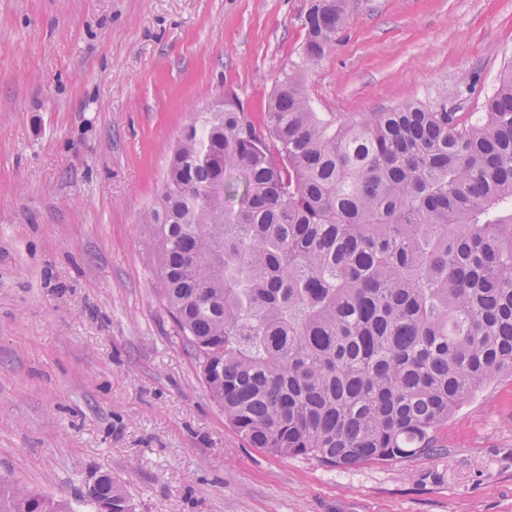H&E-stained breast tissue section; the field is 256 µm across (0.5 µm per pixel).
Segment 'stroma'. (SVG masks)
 Listing matches in <instances>:
<instances>
[{
	"label": "stroma",
	"mask_w": 512,
	"mask_h": 512,
	"mask_svg": "<svg viewBox=\"0 0 512 512\" xmlns=\"http://www.w3.org/2000/svg\"><path fill=\"white\" fill-rule=\"evenodd\" d=\"M310 0H0V476L133 512H512V376L449 416L438 453L326 466L225 421L156 288L139 222L194 113L262 121ZM512 63V0H350L305 76L319 112L440 90L482 111ZM86 501L92 512H131L130 501L110 475H100L89 486Z\"/></svg>",
	"instance_id": "1"
}]
</instances>
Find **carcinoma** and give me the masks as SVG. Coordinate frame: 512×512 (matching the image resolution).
I'll return each mask as SVG.
<instances>
[{"mask_svg": "<svg viewBox=\"0 0 512 512\" xmlns=\"http://www.w3.org/2000/svg\"><path fill=\"white\" fill-rule=\"evenodd\" d=\"M348 0H312L300 65L256 123L238 97L182 131L150 231L159 294L224 420L328 466L430 455L512 374V66L485 112H317L304 75ZM92 512H132L110 475ZM0 512H71L0 483Z\"/></svg>", "mask_w": 512, "mask_h": 512, "instance_id": "carcinoma-1", "label": "carcinoma"}]
</instances>
